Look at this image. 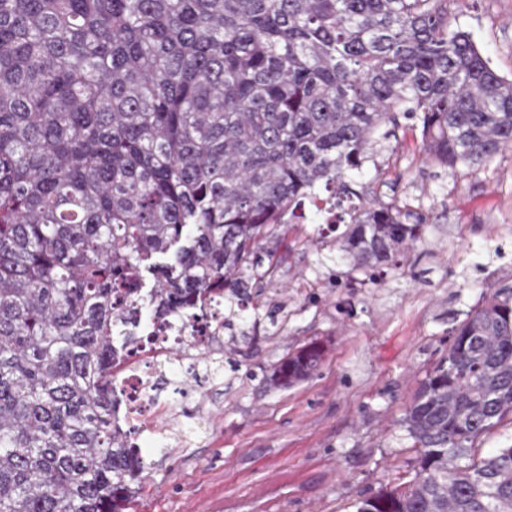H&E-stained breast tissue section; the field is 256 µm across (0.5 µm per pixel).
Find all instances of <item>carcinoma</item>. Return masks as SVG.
<instances>
[{
	"mask_svg": "<svg viewBox=\"0 0 512 512\" xmlns=\"http://www.w3.org/2000/svg\"><path fill=\"white\" fill-rule=\"evenodd\" d=\"M426 158L475 172L512 144V79L447 0H0V512H126L147 464L113 378L149 336L207 325L224 297V354L257 339L246 304L324 189L336 246L378 282L421 224L348 184L394 113ZM324 360L317 342L264 385ZM512 288L448 334L400 425L405 482L355 512H512ZM512 443V424L505 423L493 428L490 432L482 436L477 445L480 455H484L490 450L501 448Z\"/></svg>",
	"mask_w": 512,
	"mask_h": 512,
	"instance_id": "obj_1",
	"label": "carcinoma"
}]
</instances>
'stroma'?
<instances>
[{
  "label": "stroma",
  "instance_id": "35a3bbf8",
  "mask_svg": "<svg viewBox=\"0 0 512 512\" xmlns=\"http://www.w3.org/2000/svg\"><path fill=\"white\" fill-rule=\"evenodd\" d=\"M448 11L512 79V0H448ZM352 186L421 219L419 240L373 285L329 249L333 232L307 207L259 298L277 322H261L238 371L193 382L173 365L186 387L170 395L180 432L138 437L151 468L130 512H352L412 468L400 421L449 330L512 287V147L454 175L424 159L420 127L402 118ZM313 342L325 348L316 373L262 388V373Z\"/></svg>",
  "mask_w": 512,
  "mask_h": 512
}]
</instances>
